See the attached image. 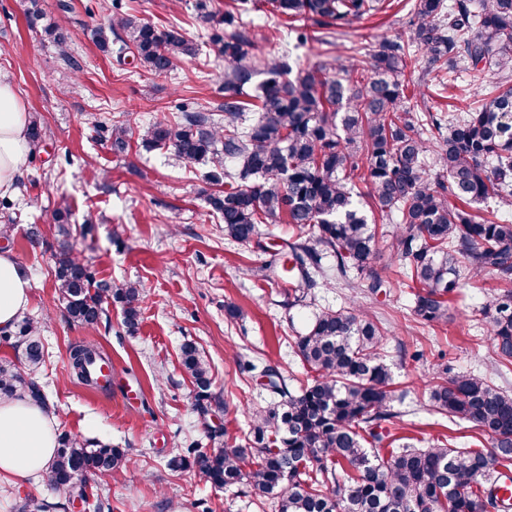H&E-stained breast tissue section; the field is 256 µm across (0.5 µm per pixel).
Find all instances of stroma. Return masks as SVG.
<instances>
[{
    "instance_id": "obj_1",
    "label": "stroma",
    "mask_w": 512,
    "mask_h": 512,
    "mask_svg": "<svg viewBox=\"0 0 512 512\" xmlns=\"http://www.w3.org/2000/svg\"><path fill=\"white\" fill-rule=\"evenodd\" d=\"M125 13L162 30L177 29L200 46L169 75L155 76L132 55L101 51L91 30L107 20L111 0H39L45 21H58L68 34L59 49L40 28L30 26V0H0V72L9 76L42 137L19 177L10 209L0 211L9 246L32 284L27 317L38 327L45 361L34 375L58 430L125 449L132 466L117 479L89 482L102 512H275L244 495L240 487L216 488L194 470H172L171 458L206 440V423L225 425L234 445L248 446L247 410L264 406L270 395L258 370L280 366L295 382L311 376L292 346L316 309L357 307L389 331L384 349L393 374L389 428L426 448L444 441L452 448H487L490 440L472 424L451 421L430 409L422 379L442 367L471 371L512 390V365L497 362L487 336L483 307L499 289L491 279L463 281L448 296V322L421 324L413 313V290L401 284L400 262L389 237L379 240L376 262L391 283L371 295L366 276L354 273L350 286L318 281L303 305L289 307L288 282L267 281L265 267L293 234L280 221L261 227V246L225 241L224 227L207 202L214 187L206 180L212 158L176 162L166 150L144 149L132 139L128 154H115L111 129L119 120L134 131L158 121H176L183 103L218 111L224 102V67L210 28L193 5L174 0H122ZM411 0L355 22L336 46L303 47L294 70H309L335 52L363 56L382 35L408 38ZM69 207L68 242L96 279L119 288L139 284L143 300L136 331L123 323L120 304L104 305L95 327L70 322L54 287L59 236L51 219L60 204ZM40 238L30 244L27 232ZM240 310V317L228 314ZM194 342L212 367V410L201 417L195 392L179 354ZM94 344L112 359V387L92 390L70 375L69 350ZM253 363L255 371L244 370ZM32 498L74 512L67 492L44 478H0V512H22Z\"/></svg>"
}]
</instances>
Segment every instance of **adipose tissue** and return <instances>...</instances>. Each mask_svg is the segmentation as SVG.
<instances>
[{
	"label": "adipose tissue",
	"instance_id": "obj_1",
	"mask_svg": "<svg viewBox=\"0 0 512 512\" xmlns=\"http://www.w3.org/2000/svg\"><path fill=\"white\" fill-rule=\"evenodd\" d=\"M30 116L11 82L0 77V196L15 194L31 151ZM31 282L10 252L0 251V335L12 334L31 301ZM57 419L28 401L0 402V476L45 472L57 446Z\"/></svg>",
	"mask_w": 512,
	"mask_h": 512
}]
</instances>
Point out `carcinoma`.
<instances>
[{"label":"carcinoma","mask_w":512,"mask_h":512,"mask_svg":"<svg viewBox=\"0 0 512 512\" xmlns=\"http://www.w3.org/2000/svg\"><path fill=\"white\" fill-rule=\"evenodd\" d=\"M291 22L295 47L327 41L339 29L383 9L387 0H237L220 17L197 0L211 24L210 41L224 61V120L213 112H183L141 134L147 149L176 160L217 157L208 180L224 190L208 196L224 238L261 245L262 224L281 217L296 233L282 245L266 278L288 276L308 287L315 276L348 282L367 273L373 295L388 286L375 269L376 232L364 209L371 201L393 223L391 246L404 278L419 285L414 314L425 323L448 321V294L463 279L493 277L512 286V0H414L408 40L380 37L359 69L336 56L296 75L288 52L267 59L250 36L256 4ZM91 30L97 46L132 52L155 75L197 55L198 44L175 30L117 12ZM123 35L111 39V34ZM420 73L412 83L411 70ZM264 75L260 82L254 81ZM460 87L474 98L461 112L410 105L421 87ZM256 108L249 119L246 112ZM129 124L112 125V150L129 148ZM331 258L332 263L323 265ZM54 281L68 318L93 326L111 299L123 322L137 325L141 288L96 281L66 242L55 255ZM497 356L512 363V289L484 307ZM5 342L22 349L0 360V400L46 398L32 374L44 345L28 319ZM386 334L355 309L313 313L294 340L295 354L314 372L294 390L276 365H266L272 394L249 412L251 443L232 447L224 427L206 431L205 449L174 457V470L194 469L217 488L243 485L246 494L274 499L276 512H509L494 473L512 468V394L472 372L448 374L429 388L437 411L473 424L492 448L384 446L392 410L393 375L382 356ZM73 376L105 391L112 366L93 344L70 351ZM180 366L195 386L201 415L211 411V366L192 343ZM124 450L61 434L45 473L53 488H76L83 476L114 478L128 466Z\"/></svg>","instance_id":"obj_1"}]
</instances>
